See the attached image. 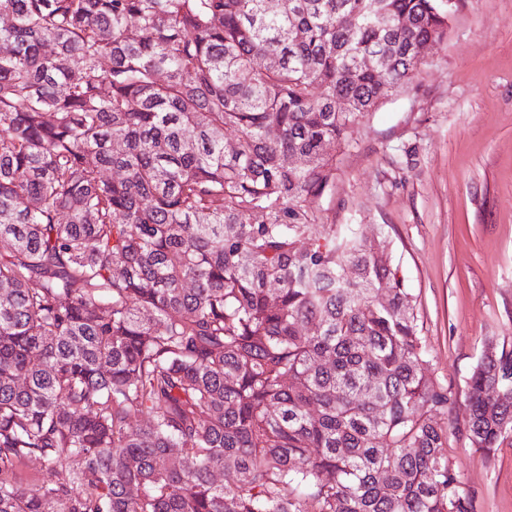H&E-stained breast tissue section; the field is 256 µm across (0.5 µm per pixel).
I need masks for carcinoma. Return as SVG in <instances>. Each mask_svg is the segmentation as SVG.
I'll return each mask as SVG.
<instances>
[{
	"mask_svg": "<svg viewBox=\"0 0 512 512\" xmlns=\"http://www.w3.org/2000/svg\"><path fill=\"white\" fill-rule=\"evenodd\" d=\"M449 16L0 0V512H472L394 257L351 224L309 237L325 147ZM467 388L491 457L512 349L488 345Z\"/></svg>",
	"mask_w": 512,
	"mask_h": 512,
	"instance_id": "carcinoma-1",
	"label": "carcinoma"
}]
</instances>
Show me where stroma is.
Masks as SVG:
<instances>
[{"mask_svg":"<svg viewBox=\"0 0 512 512\" xmlns=\"http://www.w3.org/2000/svg\"><path fill=\"white\" fill-rule=\"evenodd\" d=\"M391 253L455 402L448 453L473 512H512V441L487 457L458 429L486 344H512V0H455L448 38L354 127L319 200Z\"/></svg>","mask_w":512,"mask_h":512,"instance_id":"stroma-1","label":"stroma"}]
</instances>
